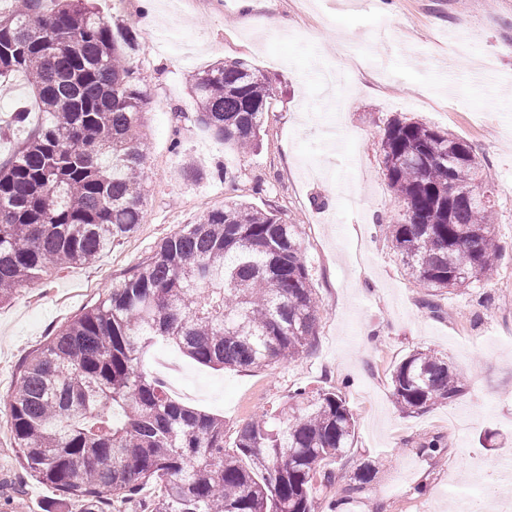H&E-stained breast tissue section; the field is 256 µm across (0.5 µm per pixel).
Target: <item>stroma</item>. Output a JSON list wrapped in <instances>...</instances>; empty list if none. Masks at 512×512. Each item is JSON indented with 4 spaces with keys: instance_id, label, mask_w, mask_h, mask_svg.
Returning <instances> with one entry per match:
<instances>
[{
    "instance_id": "35a3bbf8",
    "label": "stroma",
    "mask_w": 512,
    "mask_h": 512,
    "mask_svg": "<svg viewBox=\"0 0 512 512\" xmlns=\"http://www.w3.org/2000/svg\"><path fill=\"white\" fill-rule=\"evenodd\" d=\"M240 0H96L109 24L133 26L130 62L150 104L145 222L90 264L49 269L31 288L0 304V399L17 388L25 357L102 298L112 278L151 255L167 236L225 202L245 201L302 227L301 248L320 300L313 346L293 361L215 370L166 348L171 372L187 377L179 401L224 420V442L255 415L284 404L295 387L336 389L357 420L342 476L375 461L365 492L341 512H465L496 485L512 459V0H255L281 28L247 26ZM365 65L362 86L326 93L323 70ZM242 61L276 89L259 149L239 155L195 120L189 77L218 62ZM448 130L471 146L492 191L497 245L505 259L492 282L440 296L410 280L379 224L403 202L380 157L393 119ZM197 175L188 178L186 164ZM431 349L465 380L457 398L406 414L394 404V367ZM439 436L446 450L421 443ZM60 495L25 474L0 408V512H54Z\"/></svg>"
}]
</instances>
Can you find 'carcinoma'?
Masks as SVG:
<instances>
[{"label": "carcinoma", "instance_id": "obj_1", "mask_svg": "<svg viewBox=\"0 0 512 512\" xmlns=\"http://www.w3.org/2000/svg\"><path fill=\"white\" fill-rule=\"evenodd\" d=\"M52 2L46 9L45 2ZM138 36L104 22L91 0H10L0 7V77L29 79L45 121L0 161V302L50 267L95 261L144 222L149 98L129 65ZM198 122L226 144L260 143L274 87L220 62L190 76ZM403 217L382 231L414 282L442 296L492 278L503 260L494 200L459 137L395 119L380 144ZM301 227L232 202L163 240L22 364L8 397L19 464L60 492L59 508L105 512H316L324 462L346 456L356 420L334 390H294L224 446V419L172 398L145 366L173 346L216 369L291 361L315 337L319 304ZM391 396L406 413L458 397L462 376L430 350L408 354ZM359 465L332 506L362 494ZM153 492L144 497L143 489Z\"/></svg>", "mask_w": 512, "mask_h": 512}]
</instances>
